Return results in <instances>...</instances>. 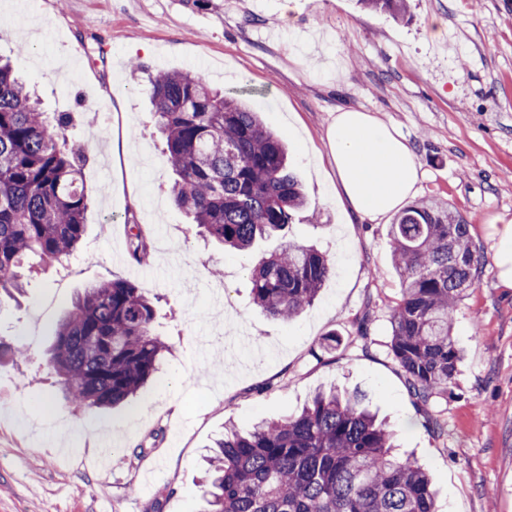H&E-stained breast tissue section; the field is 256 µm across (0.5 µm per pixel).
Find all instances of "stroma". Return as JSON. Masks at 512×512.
<instances>
[{
	"mask_svg": "<svg viewBox=\"0 0 512 512\" xmlns=\"http://www.w3.org/2000/svg\"><path fill=\"white\" fill-rule=\"evenodd\" d=\"M407 4L398 20L357 0H0V56L46 111L73 113L91 198L77 257L0 302L11 347L0 356V512H204V458L225 426L287 416L332 384L366 394L389 421L431 473L440 512H512V289L494 266V227L512 222V0ZM136 62L243 95L287 144L308 198L287 237L334 264L297 319H273L250 296L247 271L279 237L227 250L172 203ZM104 104L122 106L129 154L114 152L113 126L93 121ZM349 107L406 139L422 173L414 202L450 204L481 259L454 313L463 359L447 397L427 406L389 349L393 219L358 221L333 198L326 131ZM133 198L144 264L128 255ZM117 278L155 298L156 332L173 350L131 404L75 413L44 353L75 299ZM364 316L366 346L355 339ZM331 334L338 345L324 349Z\"/></svg>",
	"mask_w": 512,
	"mask_h": 512,
	"instance_id": "stroma-1",
	"label": "stroma"
}]
</instances>
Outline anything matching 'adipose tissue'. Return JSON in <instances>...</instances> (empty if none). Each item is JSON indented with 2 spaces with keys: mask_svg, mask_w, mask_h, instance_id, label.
Wrapping results in <instances>:
<instances>
[{
  "mask_svg": "<svg viewBox=\"0 0 512 512\" xmlns=\"http://www.w3.org/2000/svg\"><path fill=\"white\" fill-rule=\"evenodd\" d=\"M326 139L336 197L359 220L377 222L414 193L420 167L412 147L372 114L353 108L337 112Z\"/></svg>",
  "mask_w": 512,
  "mask_h": 512,
  "instance_id": "obj_1",
  "label": "adipose tissue"
}]
</instances>
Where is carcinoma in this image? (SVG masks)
Wrapping results in <instances>:
<instances>
[{
	"instance_id": "cac0c4a2",
	"label": "carcinoma",
	"mask_w": 512,
	"mask_h": 512,
	"mask_svg": "<svg viewBox=\"0 0 512 512\" xmlns=\"http://www.w3.org/2000/svg\"><path fill=\"white\" fill-rule=\"evenodd\" d=\"M402 17L406 0H361ZM148 74L153 114L174 179L170 195L201 233L237 251L298 220L306 199L288 154L239 97L184 71L136 64ZM69 112H45L0 59V302L22 291L17 269L70 259L85 235L84 150L69 142ZM127 223L133 260L149 247L136 216ZM400 299L391 351L423 405L448 395L462 354L452 314L475 284L480 260L470 224L443 204L417 203L390 230ZM333 273L328 256L285 240L250 273L251 298L282 321L299 317ZM142 289L105 280L88 289L56 328L48 364L76 408L126 402L153 379L171 347L155 333ZM395 433L364 400L331 387L298 412L231 428L207 459L208 512H437L429 475L394 454Z\"/></svg>"
}]
</instances>
